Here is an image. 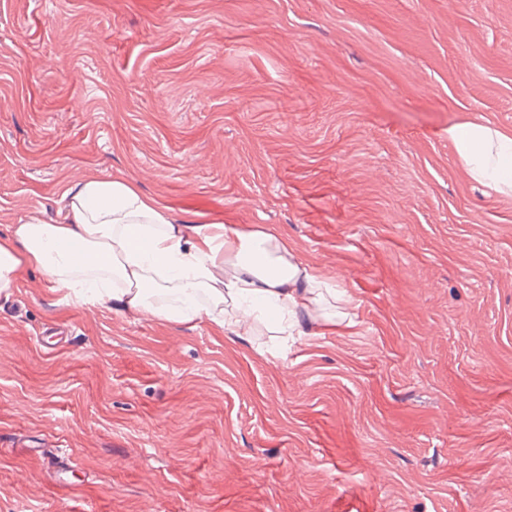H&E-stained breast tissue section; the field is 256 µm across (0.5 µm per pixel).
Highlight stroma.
<instances>
[{"mask_svg":"<svg viewBox=\"0 0 512 512\" xmlns=\"http://www.w3.org/2000/svg\"><path fill=\"white\" fill-rule=\"evenodd\" d=\"M512 0H0V235L86 175L287 240L350 321L0 293V512H512ZM448 142L474 180L512 195V133L466 121L449 124Z\"/></svg>","mask_w":512,"mask_h":512,"instance_id":"1","label":"stroma"}]
</instances>
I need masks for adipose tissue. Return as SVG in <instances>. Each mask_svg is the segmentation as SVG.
Returning a JSON list of instances; mask_svg holds the SVG:
<instances>
[{
    "mask_svg": "<svg viewBox=\"0 0 512 512\" xmlns=\"http://www.w3.org/2000/svg\"><path fill=\"white\" fill-rule=\"evenodd\" d=\"M448 141L474 180L512 195V133L466 121L449 125ZM25 268L79 303L245 332L270 317L290 336L297 312L319 304L326 287L272 232L181 224L133 185L97 175L70 194L62 221L31 216L0 238V292Z\"/></svg>",
    "mask_w": 512,
    "mask_h": 512,
    "instance_id": "ef3b65f1",
    "label": "adipose tissue"
}]
</instances>
